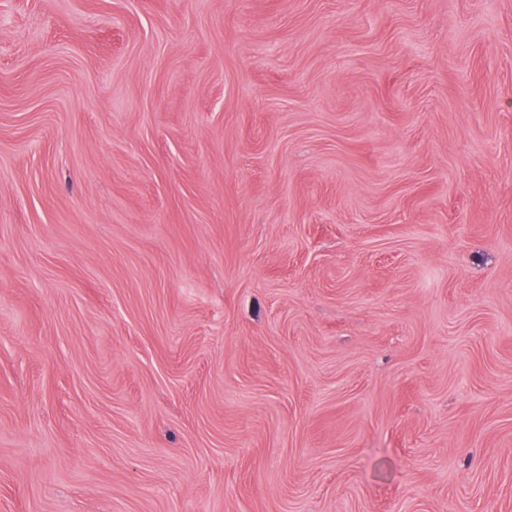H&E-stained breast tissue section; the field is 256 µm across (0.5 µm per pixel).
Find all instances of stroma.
Segmentation results:
<instances>
[{"mask_svg":"<svg viewBox=\"0 0 512 512\" xmlns=\"http://www.w3.org/2000/svg\"><path fill=\"white\" fill-rule=\"evenodd\" d=\"M0 512H512V0H0Z\"/></svg>","mask_w":512,"mask_h":512,"instance_id":"1","label":"stroma"}]
</instances>
